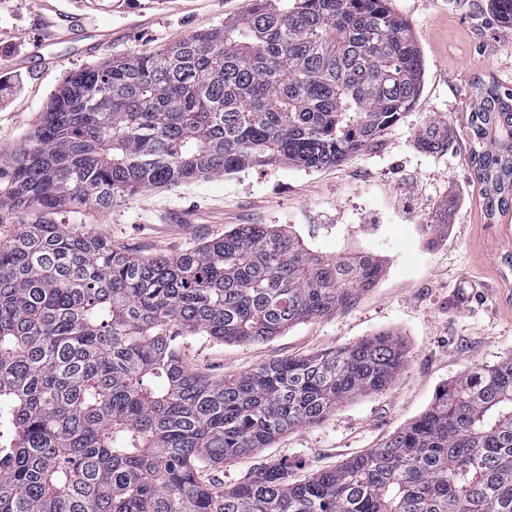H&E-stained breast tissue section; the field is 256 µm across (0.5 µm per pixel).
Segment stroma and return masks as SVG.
Here are the masks:
<instances>
[{
	"instance_id": "stroma-1",
	"label": "stroma",
	"mask_w": 512,
	"mask_h": 512,
	"mask_svg": "<svg viewBox=\"0 0 512 512\" xmlns=\"http://www.w3.org/2000/svg\"><path fill=\"white\" fill-rule=\"evenodd\" d=\"M253 0H0V153L23 143L68 73L223 27ZM489 0H392L425 63L412 111L370 146L337 166H255L217 178L145 189L107 212L66 214L136 256L175 255L245 224H275L323 255L369 251L384 259L378 283L345 305L254 342L200 336L180 341L189 368L206 377L239 376L286 357L353 345L397 332L406 363L385 390L341 403L323 421L290 430L268 448L206 479L233 487L280 459L294 476L336 467L380 447L422 414L438 388L482 365L512 357V213L488 223L482 186L466 159L468 103L477 79L512 87V26ZM43 44L44 59L31 57ZM453 129L443 150L420 145L429 125ZM448 230L426 226L440 213Z\"/></svg>"
}]
</instances>
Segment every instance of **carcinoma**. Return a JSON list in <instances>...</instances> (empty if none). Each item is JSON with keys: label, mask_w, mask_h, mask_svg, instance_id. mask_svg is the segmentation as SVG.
I'll return each mask as SVG.
<instances>
[{"label": "carcinoma", "mask_w": 512, "mask_h": 512, "mask_svg": "<svg viewBox=\"0 0 512 512\" xmlns=\"http://www.w3.org/2000/svg\"><path fill=\"white\" fill-rule=\"evenodd\" d=\"M491 2L512 25V0ZM423 75L391 0H254L220 29L64 79L0 157V512H512V357L444 383L334 469L202 480L385 389L406 348L382 332L210 379L176 339H271L373 287L376 255L248 224L141 257L57 219L255 164H339L413 109ZM474 88L469 163L492 220L512 209V89Z\"/></svg>", "instance_id": "cac0c4a2"}]
</instances>
